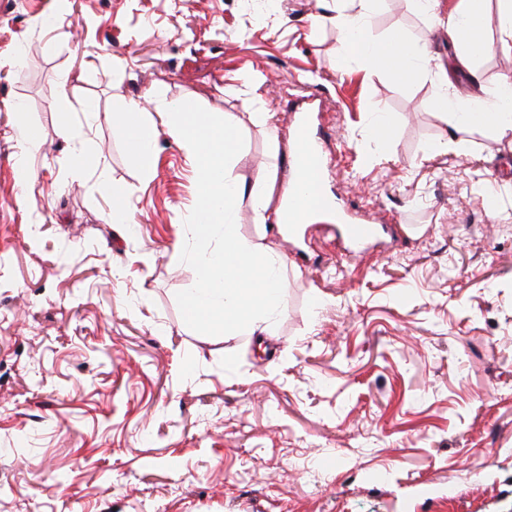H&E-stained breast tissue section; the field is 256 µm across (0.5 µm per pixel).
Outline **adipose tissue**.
Listing matches in <instances>:
<instances>
[{"mask_svg":"<svg viewBox=\"0 0 512 512\" xmlns=\"http://www.w3.org/2000/svg\"><path fill=\"white\" fill-rule=\"evenodd\" d=\"M356 12L333 7L318 20L336 27L340 33L339 60L348 63L362 61L369 69L382 71L398 80L417 76L430 79L435 87V103L447 117L450 134L447 144L460 149L463 136L472 131L490 130L498 138H512V80L504 79L491 98L455 99L448 94V72L435 62L426 42L414 39L406 31L396 30L375 41L366 37L369 16L376 0H357ZM415 9L426 17L431 29L446 27L454 49L457 66L470 68L479 57L496 52L512 58V0H499L497 12L485 9L484 0H461L462 6L448 21L439 17V0H412ZM497 28L499 39L489 43L482 32ZM287 188L277 185V172L265 168L258 172L249 192L254 223L266 224L274 196H287Z\"/></svg>","mask_w":512,"mask_h":512,"instance_id":"1","label":"adipose tissue"}]
</instances>
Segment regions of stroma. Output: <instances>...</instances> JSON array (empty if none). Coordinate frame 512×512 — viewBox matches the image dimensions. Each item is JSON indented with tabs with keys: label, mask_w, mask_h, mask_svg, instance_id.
<instances>
[{
	"label": "stroma",
	"mask_w": 512,
	"mask_h": 512,
	"mask_svg": "<svg viewBox=\"0 0 512 512\" xmlns=\"http://www.w3.org/2000/svg\"><path fill=\"white\" fill-rule=\"evenodd\" d=\"M320 11L0 0V512H512V140L442 149L430 82L340 65ZM395 29L430 41L453 96L512 78L490 52L472 82L410 0H378L369 36ZM162 100L236 122L243 187L270 166L288 184L303 119L329 159L334 208L300 240L238 200L239 234L287 259L269 336L183 320L197 164ZM132 103L156 130L149 175ZM347 219L382 225L378 243L345 251Z\"/></svg>",
	"instance_id": "obj_1"
}]
</instances>
